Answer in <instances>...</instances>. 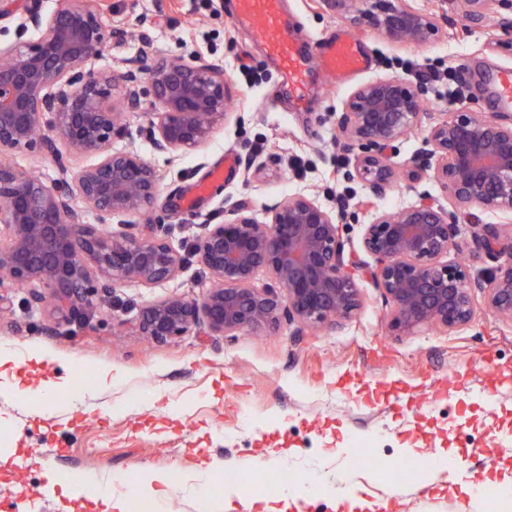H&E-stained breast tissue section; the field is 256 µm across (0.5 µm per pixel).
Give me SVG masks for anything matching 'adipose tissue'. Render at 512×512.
<instances>
[{
  "instance_id": "obj_1",
  "label": "adipose tissue",
  "mask_w": 512,
  "mask_h": 512,
  "mask_svg": "<svg viewBox=\"0 0 512 512\" xmlns=\"http://www.w3.org/2000/svg\"><path fill=\"white\" fill-rule=\"evenodd\" d=\"M69 484L82 488L86 494L95 496L103 506L102 512H130L132 501H150L156 512H165L166 496L176 487L174 476L166 471L146 469L141 471L129 486L125 495L114 496L100 491V480L96 474L82 472L72 475ZM326 494L335 504L336 512H364L369 503L357 496L347 482L328 485L310 478L302 483L282 488L275 496L261 498V512H289L298 501L314 493Z\"/></svg>"
}]
</instances>
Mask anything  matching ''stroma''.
<instances>
[{
  "instance_id": "35a3bbf8",
  "label": "stroma",
  "mask_w": 512,
  "mask_h": 512,
  "mask_svg": "<svg viewBox=\"0 0 512 512\" xmlns=\"http://www.w3.org/2000/svg\"><path fill=\"white\" fill-rule=\"evenodd\" d=\"M94 2L105 25L124 26L128 36L106 47L92 68L106 70L113 59L137 54L146 38L157 57L222 64L233 104L206 145L174 161L156 153L141 132L149 104L126 114L124 145L162 174L152 217L186 257L175 279L128 282L110 294L93 289L94 307L83 323L31 304L27 290L11 291L0 312V343L16 350V375L80 382L118 368L126 380L112 388L94 383L77 401L62 395L51 414L41 411L37 395L0 393V504L8 512H100L91 499L69 498L61 478L92 470L119 495L124 481L142 470L177 474L214 456L239 475L244 495L225 502L223 476L214 474L212 512H249V497L270 495L267 477L285 463L299 476L315 474L327 483L352 477L365 499L391 500L394 512H512V500L473 502L450 492L447 480L430 485L424 475L427 456L449 448L460 485L512 468V322L485 306L452 333L437 327L397 333L389 327V305L365 279L351 318L298 336L283 323L236 336L193 330L156 343L132 327L146 303L192 299L210 287L191 244L199 225L223 223L226 201L247 200L259 214L296 193L326 206L335 205L341 191L357 202L369 197L366 186L349 177L354 154L337 127L360 85L406 78L422 87L434 122L456 111V93L484 115L495 112L491 80L512 67V32L497 22L512 19V0H495L493 20L479 23L464 19V0H411L441 18L439 33L422 45L385 42L321 0H288L301 42L336 32L357 40L371 60L367 71L343 80L320 77L305 110L279 93L275 66L225 17L224 0ZM422 136L412 132L389 150L397 179L374 199V210L410 205L421 190L441 197L434 182L408 178ZM228 155L236 168L221 188L195 209L167 210L169 199L206 182ZM374 210H350L342 235L352 250H359ZM35 342L48 353L39 365L24 356ZM407 447L414 455H404ZM372 454L407 460L412 477L382 478L361 464Z\"/></svg>"
}]
</instances>
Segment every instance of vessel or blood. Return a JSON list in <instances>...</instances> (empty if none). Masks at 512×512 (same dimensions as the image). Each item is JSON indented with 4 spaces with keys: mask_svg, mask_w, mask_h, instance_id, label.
Masks as SVG:
<instances>
[{
    "mask_svg": "<svg viewBox=\"0 0 512 512\" xmlns=\"http://www.w3.org/2000/svg\"><path fill=\"white\" fill-rule=\"evenodd\" d=\"M224 10L235 25L247 28L263 47L297 107H304L315 72L340 76L370 66L359 43L340 34L313 42L311 51L300 49L286 0H225ZM493 85L500 109L512 111V69L501 70Z\"/></svg>",
    "mask_w": 512,
    "mask_h": 512,
    "instance_id": "1",
    "label": "vessel or blood"
}]
</instances>
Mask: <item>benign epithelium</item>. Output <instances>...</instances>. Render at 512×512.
Wrapping results in <instances>:
<instances>
[{
    "label": "benign epithelium",
    "instance_id": "7a95c632",
    "mask_svg": "<svg viewBox=\"0 0 512 512\" xmlns=\"http://www.w3.org/2000/svg\"><path fill=\"white\" fill-rule=\"evenodd\" d=\"M470 18L483 21L493 0H465ZM354 23L365 22L388 43L423 44L437 33L436 17L406 0H323ZM105 26L89 0H61L51 11L30 0L16 41L0 48V303L1 291L47 289L58 311L79 319L91 288L125 282L155 285L174 278L185 257L159 231H135L124 217L154 209L162 174L125 137L121 110L152 96L146 132L153 149L173 158L210 140L224 116V67L174 58L148 67L135 57L108 73L89 67L103 46L124 37ZM421 86L381 77L359 86L337 124L356 149L354 173L374 196L389 185L386 151L407 132L424 128L412 160L414 182L433 179L448 204L424 192L396 212L381 211L365 225V266L346 249L340 226L349 198L329 208L298 193L265 208L258 220L237 200L222 224H201L192 243L212 278L201 297H169L145 305L134 323L142 336L165 342L203 323L217 335L296 325V333L351 317L361 295L355 270L364 271L391 307V327L448 331L471 323L476 293L499 318L512 322V232L475 224L470 252L493 263L472 274L457 257L462 209L512 214V117L494 119L464 106L424 125ZM37 151L56 162L48 184L7 158ZM97 162L73 173L66 156ZM118 220L105 237L86 223ZM274 284L254 286L259 270ZM98 280H93L91 271Z\"/></svg>",
    "mask_w": 512,
    "mask_h": 512
}]
</instances>
